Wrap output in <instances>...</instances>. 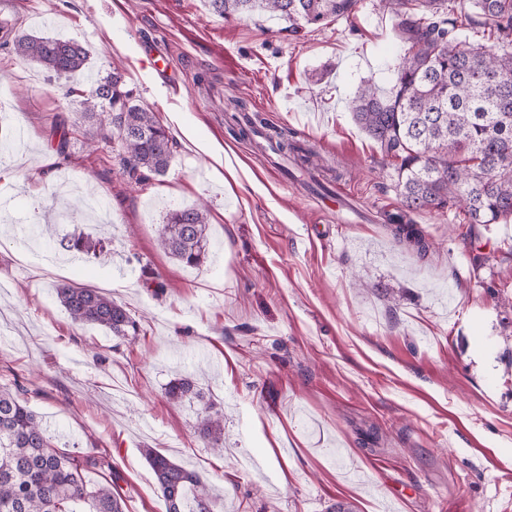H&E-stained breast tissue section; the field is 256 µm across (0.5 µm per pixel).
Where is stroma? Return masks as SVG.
<instances>
[{
  "mask_svg": "<svg viewBox=\"0 0 512 512\" xmlns=\"http://www.w3.org/2000/svg\"><path fill=\"white\" fill-rule=\"evenodd\" d=\"M1 22L0 137L25 146L0 157V384L24 386L54 443L109 452L126 512H165L147 448L200 473L213 512H512V223L416 213L423 254L384 223L402 209L397 162L349 109L368 80L389 90L404 53L380 0L296 36L206 0H0ZM22 33L80 42L85 70L19 59ZM115 68L176 141L144 185L62 96ZM244 114L314 157L258 150L234 133ZM59 123L68 146L48 164ZM202 201L209 255L190 268L157 238L169 210ZM78 235L99 251L74 260ZM61 283L112 295L138 336L73 323ZM176 377L192 398L166 399ZM206 405L224 415L216 446ZM206 407L200 418V431L205 439L213 444H218L221 440L223 427V416L218 412H211Z\"/></svg>",
  "mask_w": 512,
  "mask_h": 512,
  "instance_id": "1",
  "label": "stroma"
}]
</instances>
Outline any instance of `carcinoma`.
Here are the masks:
<instances>
[{"instance_id": "1", "label": "carcinoma", "mask_w": 512, "mask_h": 512, "mask_svg": "<svg viewBox=\"0 0 512 512\" xmlns=\"http://www.w3.org/2000/svg\"><path fill=\"white\" fill-rule=\"evenodd\" d=\"M226 18L249 19L267 12L288 22V31L324 25L352 14L356 0H206ZM398 18L406 45L385 95L370 80L350 102L356 123L388 157L399 161L397 187L402 214L394 232L420 252L422 231L410 219L421 211L448 210L467 223H512V0H382ZM489 29L490 46L463 37L465 29ZM16 55L62 78L83 69L88 50L75 40L23 34ZM95 126L91 137L117 138L124 173L136 184L164 174L175 142L154 112L132 102L122 76L97 79L80 102ZM281 152L308 150L283 131ZM159 247L175 261L199 267L209 249L206 208L175 209L161 225ZM62 310L77 324L99 326L116 337L138 335L128 310L96 288L65 283L56 288ZM193 393L192 382L175 378L165 388L171 402ZM204 438L221 440L223 416L204 409ZM166 512H211L206 483L195 471L155 448L143 449ZM101 481L91 484L86 474ZM112 457L97 448L80 452L52 443L38 415L18 392L0 386V512H125Z\"/></svg>"}]
</instances>
